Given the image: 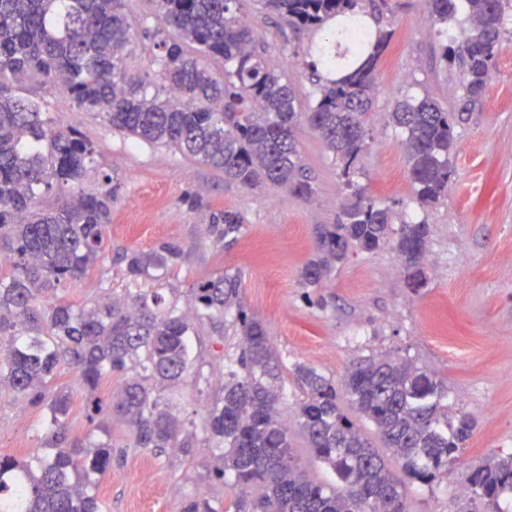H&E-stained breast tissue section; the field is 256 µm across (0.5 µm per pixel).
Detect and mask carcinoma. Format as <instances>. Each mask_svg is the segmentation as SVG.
I'll return each instance as SVG.
<instances>
[{
	"instance_id": "cac0c4a2",
	"label": "carcinoma",
	"mask_w": 512,
	"mask_h": 512,
	"mask_svg": "<svg viewBox=\"0 0 512 512\" xmlns=\"http://www.w3.org/2000/svg\"><path fill=\"white\" fill-rule=\"evenodd\" d=\"M426 3L434 23L456 16L457 0ZM151 4L159 26L143 36L160 53L154 67L132 71L127 58L138 47V30L126 0H0V252L9 253L12 265L9 276H0V340L7 341L0 383L28 405L47 410L50 439L59 444L48 461L0 456V512H101L93 489L112 469L114 423L130 431L135 448H176L193 458L194 434L173 413L175 396H155L149 383L178 385L200 360L192 355L197 326L208 323L224 332V313L231 309L240 353L224 365L222 396L208 408L205 431L211 447L224 449L212 477L221 485L231 480L233 512H411L407 483L432 484L474 429L469 415H448V384L436 374L390 355L351 363L338 382L298 366L305 399L294 431L278 413L279 358L263 323L243 305L239 275L226 272L198 284L187 310L176 302L166 305L153 285L157 272L176 265L181 251L162 242L119 256L124 304L47 301L60 285L87 278L105 259L116 188L105 175L102 189H82L94 162L91 144L76 130L55 127L43 99L25 94L27 81L40 80L112 128L139 142L174 148L247 188L272 185L303 199L313 195L295 136L302 117L345 177L367 148L368 114L390 32L339 27L347 49L319 48L326 75H316L315 103L300 112L286 72L256 49L240 0ZM257 4L295 29L319 26L356 7L380 11L374 0ZM465 8V23L448 28L442 46V58L451 55L461 66L457 112L424 97L404 99L388 113L389 123L404 135L401 147L422 207L448 194L455 117L486 94L512 0H465ZM214 61L224 62V72L213 68ZM49 196L51 205L44 203ZM352 197L344 219L316 226L303 284L318 285L354 251L389 246L408 286L426 287L430 224L396 216L360 187ZM241 226L237 212L224 211L213 243L235 240ZM63 364L75 369L89 393V431L71 442L70 395L50 393ZM114 376L124 383L105 405L97 392ZM350 409L373 423L401 474L390 469ZM295 432L332 469L336 485L300 467ZM466 484L493 512H509L512 453L471 468ZM181 512L220 508L199 494L187 497Z\"/></svg>"
}]
</instances>
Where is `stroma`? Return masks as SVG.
I'll use <instances>...</instances> for the list:
<instances>
[{"label": "stroma", "instance_id": "stroma-1", "mask_svg": "<svg viewBox=\"0 0 512 512\" xmlns=\"http://www.w3.org/2000/svg\"><path fill=\"white\" fill-rule=\"evenodd\" d=\"M241 11L258 49L287 72L300 106L308 107L317 93L311 65L328 27L295 30L261 11L256 0H241ZM382 12V26L392 36L379 68L368 146L347 179L318 135L300 126L301 159L315 189L308 199L271 185L250 189L226 182L222 173L175 150L134 143L59 90L32 85L56 127L77 130L94 146L84 190H100L107 175L117 189L107 257L89 278L60 287L56 297L88 305L107 292L121 296L118 253L162 242L182 253L158 283L165 301L186 304L198 282L239 273L246 310L262 320L286 365L279 412L291 425L303 398L295 365L338 380L361 358L390 354L415 361L447 382L453 409L471 415L475 427L446 476L430 487L410 485L409 508L470 512L463 490L470 468L512 453V55L496 54L482 104L455 121L448 194L423 207L388 114L407 95L427 96L455 111L460 69L442 60L424 0H384ZM354 184L392 210L430 224L425 288H408L388 248L350 254L318 286H303L314 227L336 222ZM227 209L242 215V229L236 241L217 246L212 217ZM193 350L209 368L200 379L186 374L175 397L178 418L198 439L195 457L185 459L172 448L157 456L131 447L129 431L115 426L112 470L97 488L102 512H181L185 497L203 491L226 505L233 500L231 488L215 486L207 476L215 452L203 426L208 405L221 394L212 366L219 355L236 354V340L206 327L194 337ZM50 448L43 412L1 386L0 454L27 461Z\"/></svg>", "mask_w": 512, "mask_h": 512}]
</instances>
